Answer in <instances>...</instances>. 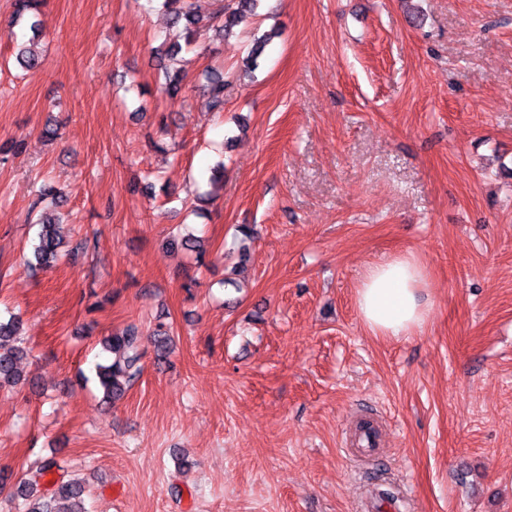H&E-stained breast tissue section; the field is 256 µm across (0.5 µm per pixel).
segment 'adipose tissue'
I'll return each instance as SVG.
<instances>
[{
	"label": "adipose tissue",
	"instance_id": "obj_1",
	"mask_svg": "<svg viewBox=\"0 0 512 512\" xmlns=\"http://www.w3.org/2000/svg\"><path fill=\"white\" fill-rule=\"evenodd\" d=\"M426 278L424 265L410 253L368 267L355 296L363 325L373 335L394 338L422 329L428 318L421 300Z\"/></svg>",
	"mask_w": 512,
	"mask_h": 512
}]
</instances>
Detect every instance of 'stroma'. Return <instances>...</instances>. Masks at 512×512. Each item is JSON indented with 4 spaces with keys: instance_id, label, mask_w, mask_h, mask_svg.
<instances>
[{
    "instance_id": "35a3bbf8",
    "label": "stroma",
    "mask_w": 512,
    "mask_h": 512,
    "mask_svg": "<svg viewBox=\"0 0 512 512\" xmlns=\"http://www.w3.org/2000/svg\"><path fill=\"white\" fill-rule=\"evenodd\" d=\"M0 0V319L29 384L0 390V512L37 462L88 477L89 512H512V0H262L238 36L195 35L159 90L162 10ZM278 27L236 80L251 30ZM36 39L32 71L19 50ZM226 83L201 106L198 72ZM223 188L201 213L183 201ZM62 187L84 254L32 271L31 204ZM246 286L224 288L241 227ZM190 228L207 248L168 249ZM413 253L426 325L371 335L367 266ZM173 351L157 362L154 333ZM135 326L142 372L103 402V337ZM377 455L352 453L359 411ZM182 51V45L178 43L169 44L161 54L160 57H157L159 60L160 69H163L164 75V83H162L163 93L170 99L176 100L184 87V80L186 78V73L182 68L176 67L178 64L176 57ZM172 60V64L167 67L166 65H162V61L165 59ZM206 81L204 96V105L210 112L224 111V77L210 72L208 69L203 70L200 74Z\"/></svg>"
}]
</instances>
